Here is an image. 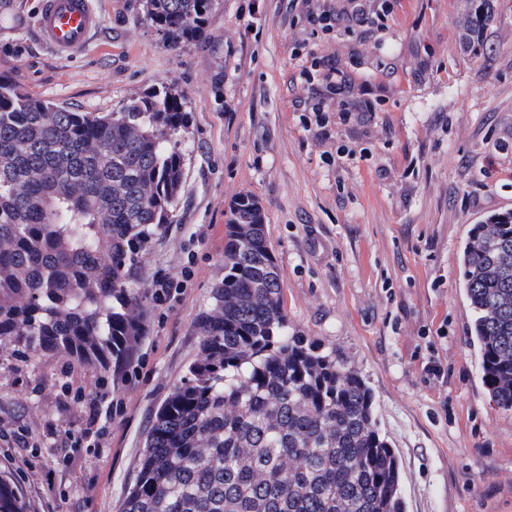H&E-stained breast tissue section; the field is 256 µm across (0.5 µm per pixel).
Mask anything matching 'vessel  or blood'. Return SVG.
I'll return each mask as SVG.
<instances>
[{"label":"vessel or blood","mask_w":512,"mask_h":512,"mask_svg":"<svg viewBox=\"0 0 512 512\" xmlns=\"http://www.w3.org/2000/svg\"><path fill=\"white\" fill-rule=\"evenodd\" d=\"M99 24L91 0H39L37 33L56 53L81 51Z\"/></svg>","instance_id":"vessel-or-blood-1"}]
</instances>
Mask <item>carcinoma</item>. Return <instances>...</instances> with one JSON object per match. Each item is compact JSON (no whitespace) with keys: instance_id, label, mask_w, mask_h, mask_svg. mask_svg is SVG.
Segmentation results:
<instances>
[{"instance_id":"obj_1","label":"carcinoma","mask_w":512,"mask_h":512,"mask_svg":"<svg viewBox=\"0 0 512 512\" xmlns=\"http://www.w3.org/2000/svg\"><path fill=\"white\" fill-rule=\"evenodd\" d=\"M213 0H145L172 47ZM491 19L477 0L472 35ZM183 96L163 85L118 112L61 106L0 78V350L62 356L123 379L146 335L139 259L184 180ZM224 279L197 358L157 408L120 512H404L399 461L349 359L290 330L258 201L227 213ZM481 380L512 410V212L460 255ZM0 512H26L0 477Z\"/></svg>"}]
</instances>
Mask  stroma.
Masks as SVG:
<instances>
[{
    "mask_svg": "<svg viewBox=\"0 0 512 512\" xmlns=\"http://www.w3.org/2000/svg\"><path fill=\"white\" fill-rule=\"evenodd\" d=\"M384 1L381 27L361 33L352 0H213L202 38L173 49L144 0H91L100 27L66 56L35 34L39 0H0L1 77L86 112L172 83L188 112L174 222L138 285L192 275L149 303L136 368L116 389L66 357L0 353V474L28 512H120L150 421L197 356L194 322L245 194L265 214L289 325L371 386L406 512H512V410L484 392L459 269L472 225L512 211V0H492L475 45L471 0L363 4ZM323 9L333 31L309 18ZM316 59L350 78L344 98Z\"/></svg>",
    "mask_w": 512,
    "mask_h": 512,
    "instance_id": "35a3bbf8",
    "label": "stroma"
}]
</instances>
